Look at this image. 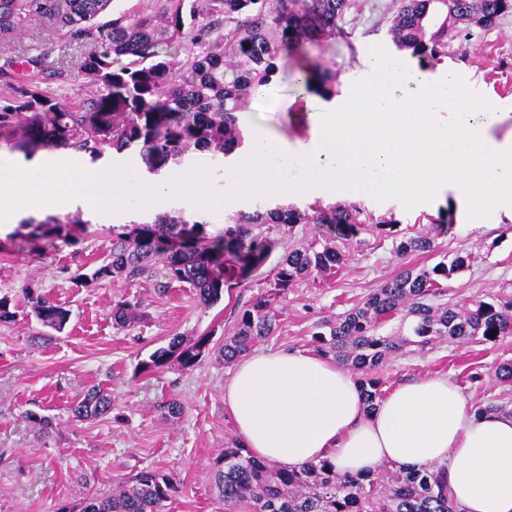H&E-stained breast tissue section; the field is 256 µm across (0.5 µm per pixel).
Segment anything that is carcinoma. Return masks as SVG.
Instances as JSON below:
<instances>
[{"label": "carcinoma", "instance_id": "cac0c4a2", "mask_svg": "<svg viewBox=\"0 0 512 512\" xmlns=\"http://www.w3.org/2000/svg\"><path fill=\"white\" fill-rule=\"evenodd\" d=\"M113 0H0V44L11 43L48 25L67 42L89 44L93 52L68 73L52 67L45 49L20 66L7 59L0 81L9 89L0 97V135L14 139L25 153L35 148H67L99 157L112 148L138 151L148 172L178 165L196 151L228 157L244 144L238 114L247 110L255 90L273 82L276 60L303 45L335 33L354 7L353 0H310L303 14L288 0H150L130 11L108 16ZM388 30L393 45L419 60L445 55L448 35L475 25L491 27L512 15V0H396ZM206 47L202 55L193 47ZM56 81L74 82L79 92L60 100ZM303 82L324 99L335 95L336 72L305 69ZM296 224H315L329 232L292 246L275 267V290L285 294L313 273L343 264L342 246L364 232L393 240L405 258L434 251L447 234L449 218L431 221L412 235L396 231L397 222L375 219L357 205L257 208L228 218L224 234L203 240V225L181 213H164L131 233L112 229V246L92 274L79 276L88 286L112 279L162 280V286L187 284L203 306L216 303L224 287L242 282L262 266L278 246V236ZM71 236L70 223L57 218L25 223L11 234L21 244L48 249ZM471 258L446 257L432 267H407L359 305L315 325L313 351L359 374L365 404L373 409L382 396L375 373L412 347L424 352L441 341L465 345L497 342L512 336V289L490 300L435 304L445 281L468 267ZM30 313L58 333L69 312L38 288L24 290ZM139 303L118 302L113 321L124 326L137 319ZM407 331L389 336L380 327L397 314ZM276 316L266 294L253 298L236 331L218 349L224 363L245 355L271 335ZM207 336H174L153 352L143 369L178 365L194 368L209 351ZM114 410L99 388L87 390L69 407L77 419H95ZM215 473L224 512H459L448 498L445 468L381 464L366 474L340 475L328 460L283 470L252 457L239 442L224 448ZM176 490L170 476L148 468L118 483L109 498L91 496L80 512H162Z\"/></svg>", "mask_w": 512, "mask_h": 512}]
</instances>
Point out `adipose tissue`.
<instances>
[{"instance_id": "adipose-tissue-1", "label": "adipose tissue", "mask_w": 512, "mask_h": 512, "mask_svg": "<svg viewBox=\"0 0 512 512\" xmlns=\"http://www.w3.org/2000/svg\"><path fill=\"white\" fill-rule=\"evenodd\" d=\"M224 405L241 445L281 468L326 459L356 475L381 463L443 465L462 512H512V413L477 414L447 378L397 386L369 411L334 361L278 350L237 362Z\"/></svg>"}]
</instances>
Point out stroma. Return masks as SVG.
<instances>
[{"label": "stroma", "mask_w": 512, "mask_h": 512, "mask_svg": "<svg viewBox=\"0 0 512 512\" xmlns=\"http://www.w3.org/2000/svg\"><path fill=\"white\" fill-rule=\"evenodd\" d=\"M354 3L336 35L279 60L272 97L252 98L239 116L243 131L258 128L291 145L312 136L314 120L297 86L304 65L335 70L339 100L368 76L364 61L370 48L391 49L387 27L395 0ZM46 42L52 45L49 62L56 68H70L88 52L87 46L54 39L45 31L0 48V62L36 56ZM426 70L469 75L477 93L512 112V15L489 28L471 27L468 38H449L445 55ZM351 201L373 217L394 216L400 230L410 234L424 228L428 216L449 209L453 228L438 237L434 252L404 259L396 256L391 240L376 235H365L360 244L347 242L339 270L310 276L274 300L276 329L258 342V349L310 350L317 322L361 302L401 269L430 267L445 255L472 257L468 268L448 280L446 301L460 304L512 282V221L492 215L474 224L465 202L451 192L444 200L409 210L398 201L379 203L362 193ZM73 217L69 240L38 255L13 244L14 225L0 226V297L8 296L18 313L15 323L0 326V512H59L91 496L108 497L119 481L143 468L171 475L176 482L164 512H224L214 474L225 442L236 436L224 407V384L233 367L216 349L234 333L250 301L269 289L285 248L310 240L317 226L295 225L264 265L205 307L190 288L177 283L165 289L145 279L77 285L75 275L92 272L110 248L112 227L85 220L79 211ZM32 283L69 311L63 332L44 327L29 314L22 290ZM125 298L139 301L140 315L120 327L112 308ZM204 335L212 350L193 369L144 371L150 355L171 337ZM507 359H512V337L495 344L441 342L432 350L387 362L378 375L386 392L436 376L451 379L468 404L495 397L512 402V386L494 378L497 365ZM94 386L111 395L114 413L74 420L69 405ZM170 401L180 403V415L164 412ZM38 415L52 419L51 432L35 423Z\"/></svg>", "instance_id": "obj_1"}]
</instances>
